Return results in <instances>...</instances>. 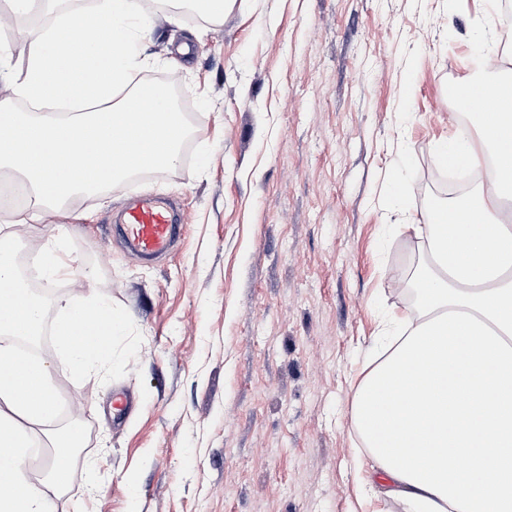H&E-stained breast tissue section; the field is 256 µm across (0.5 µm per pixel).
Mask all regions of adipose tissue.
<instances>
[{"label": "adipose tissue", "instance_id": "ef3b65f1", "mask_svg": "<svg viewBox=\"0 0 512 512\" xmlns=\"http://www.w3.org/2000/svg\"><path fill=\"white\" fill-rule=\"evenodd\" d=\"M142 0H95L49 27L24 32L30 52L8 71L0 96V168L14 171L33 196L30 215L64 211L77 196L112 188L152 165L172 166L185 130L165 88L141 96L133 79L152 63ZM34 114L17 112L15 98ZM94 176L62 178L70 154ZM445 166L481 171L466 194L428 210L416 236L429 242L414 278L418 312L383 323L353 404L362 445L412 512H512V112L476 119L439 144ZM453 216L436 223L438 212ZM36 244L44 277L74 272L65 225ZM13 232L0 226V287L18 310L0 314V512H55L74 476L76 423L58 425L51 356L18 353L11 341L37 335L46 303L17 274ZM56 347L80 372L101 366L125 319L97 296L64 300ZM43 436L51 461L33 476L29 459Z\"/></svg>", "mask_w": 512, "mask_h": 512}]
</instances>
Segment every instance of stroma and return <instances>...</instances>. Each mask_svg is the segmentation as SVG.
<instances>
[{
    "label": "stroma",
    "instance_id": "obj_1",
    "mask_svg": "<svg viewBox=\"0 0 512 512\" xmlns=\"http://www.w3.org/2000/svg\"><path fill=\"white\" fill-rule=\"evenodd\" d=\"M93 2L0 15L9 63L27 58L21 29ZM144 7L157 59L137 78L171 81L187 108L176 163L75 198L63 220L0 210L26 266L33 237L69 226L79 269L40 282L38 348L55 347L61 298H106L128 321L103 367L56 360L84 433L73 468L100 479L74 480L56 512H408L362 454L353 396L384 318L415 307L424 244L397 227L428 210L436 146L466 116L448 89L476 75L473 32L499 30L512 0H235L176 27L167 0ZM135 198L180 216L153 261L115 224Z\"/></svg>",
    "mask_w": 512,
    "mask_h": 512
}]
</instances>
